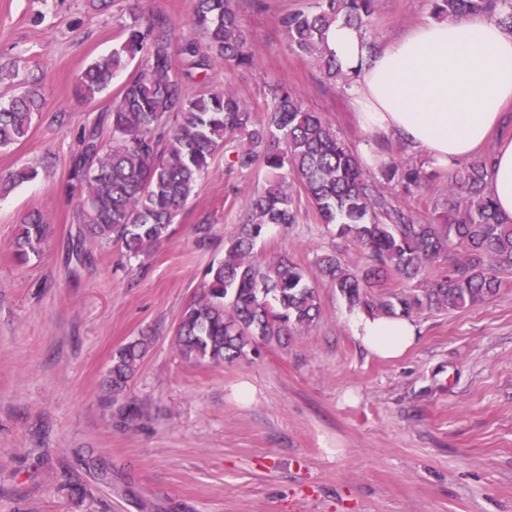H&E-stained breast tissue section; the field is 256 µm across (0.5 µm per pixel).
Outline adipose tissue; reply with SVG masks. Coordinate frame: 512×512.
<instances>
[{"instance_id": "adipose-tissue-1", "label": "adipose tissue", "mask_w": 512, "mask_h": 512, "mask_svg": "<svg viewBox=\"0 0 512 512\" xmlns=\"http://www.w3.org/2000/svg\"><path fill=\"white\" fill-rule=\"evenodd\" d=\"M328 45L353 75L348 94L360 126L438 165L477 158L512 106V32L490 18L430 20L374 50L339 23ZM488 191L502 217L512 219L510 138L492 156ZM351 330L383 358L401 355L417 336L409 319L364 313L353 317Z\"/></svg>"}]
</instances>
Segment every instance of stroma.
<instances>
[{
	"label": "stroma",
	"instance_id": "obj_1",
	"mask_svg": "<svg viewBox=\"0 0 512 512\" xmlns=\"http://www.w3.org/2000/svg\"><path fill=\"white\" fill-rule=\"evenodd\" d=\"M309 2L233 0L258 63L215 65L187 81L188 92L228 87L260 109L273 86L291 88L352 149L422 165L427 180L400 202L430 218L462 165L373 143L344 90L288 46L279 19ZM157 16L177 36L204 38L193 0L93 9L88 0H0V67L17 65L18 86L40 77L46 98L27 139L0 149V176L38 169L0 198V512H512V275L477 306L416 315L414 346L379 359L355 340L352 310L316 263L334 250L362 268L368 254L322 224L299 191L296 224L271 228L255 250L300 267L318 292V322L231 363L185 360L178 317L202 294L206 267L223 258L265 174L228 167L235 139L148 255L91 242L89 262L67 264L78 134L126 81L118 75L89 103L76 96L77 79L132 20ZM430 17L428 0H380L371 31L384 43ZM31 211L45 215L49 233L41 257L22 264L10 244ZM142 334L152 345L139 372L111 393L113 354ZM244 383L247 399L237 394ZM131 404L139 415L124 419ZM91 451L106 474L83 464ZM73 485L83 497L70 496Z\"/></svg>",
	"mask_w": 512,
	"mask_h": 512
}]
</instances>
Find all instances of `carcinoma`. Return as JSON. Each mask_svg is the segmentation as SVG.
Returning a JSON list of instances; mask_svg holds the SVG:
<instances>
[{
  "mask_svg": "<svg viewBox=\"0 0 512 512\" xmlns=\"http://www.w3.org/2000/svg\"><path fill=\"white\" fill-rule=\"evenodd\" d=\"M378 0H313L281 16L290 48L317 59L324 75L346 87L352 77L336 64L328 32L338 23L367 35ZM439 19L461 15L495 18L512 30V0H429ZM201 44L174 34L164 17L146 26L134 23L112 52L82 72L76 95L91 101L113 78L139 60L106 111L79 135L72 161L80 236L119 244L139 257L169 235L175 217L197 193L209 161L226 140L245 144L233 151L230 167L250 172L262 163L266 178L250 198L248 222L224 247V259L205 273L204 294L179 316L178 351L186 360L214 364L246 355L259 338L288 340L320 315L316 289L288 257L261 260L256 243L271 227L295 223L293 185L302 188L321 223L364 247L370 264L351 267L332 251L318 258L321 275L348 307L371 316L410 318L424 311H456L496 296L512 274V221L504 219L487 191V160L471 164L448 184L441 209L445 222L413 217L389 191L394 183L411 194L422 170L390 160L380 178L366 174L353 150L321 113L305 107L288 87L277 88L257 118L252 107L229 88L191 95L184 79L224 61L256 64L232 0H194ZM45 98L34 79L24 90L0 94V148L25 140L42 117ZM36 177L22 167L0 179V196ZM47 221L38 211L24 215L12 243L27 262L42 253ZM448 262V271L427 288L384 289L395 273L406 281L422 278L428 267ZM150 338L128 341L112 355L110 385L121 392L139 370Z\"/></svg>",
  "mask_w": 512,
  "mask_h": 512,
  "instance_id": "obj_1",
  "label": "carcinoma"
}]
</instances>
